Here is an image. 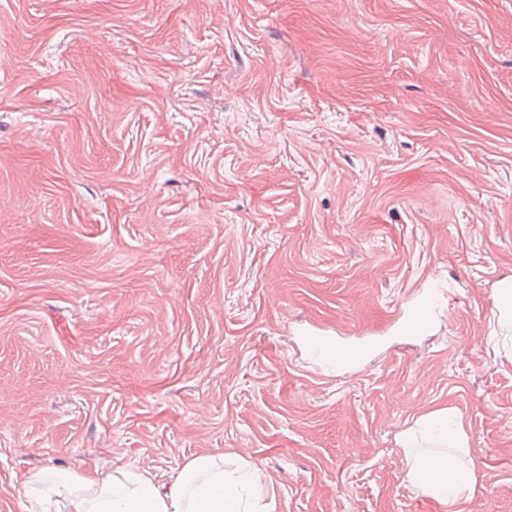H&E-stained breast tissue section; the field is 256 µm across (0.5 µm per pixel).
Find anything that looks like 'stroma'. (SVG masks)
I'll use <instances>...</instances> for the list:
<instances>
[{
	"mask_svg": "<svg viewBox=\"0 0 512 512\" xmlns=\"http://www.w3.org/2000/svg\"><path fill=\"white\" fill-rule=\"evenodd\" d=\"M506 279L512 0H0V512L204 453L275 512H442L399 438L446 408L464 512H512ZM303 342L306 350L314 357L321 354L323 357L334 359L338 351H344L345 366H351L360 361L367 351L366 344H341L336 337L316 330L306 331Z\"/></svg>",
	"mask_w": 512,
	"mask_h": 512,
	"instance_id": "obj_1",
	"label": "stroma"
}]
</instances>
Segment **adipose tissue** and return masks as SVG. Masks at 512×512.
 Here are the masks:
<instances>
[{"label": "adipose tissue", "mask_w": 512, "mask_h": 512, "mask_svg": "<svg viewBox=\"0 0 512 512\" xmlns=\"http://www.w3.org/2000/svg\"><path fill=\"white\" fill-rule=\"evenodd\" d=\"M423 421L429 432L407 429L400 444L408 477L442 512H460L463 495L473 493L477 477L466 463L470 453L460 415L445 409ZM29 501L55 502L57 512H273L263 501L264 473L247 461L224 467L220 455H198L172 477L135 467L113 468L105 461L80 474L37 471L25 482Z\"/></svg>", "instance_id": "obj_1"}]
</instances>
